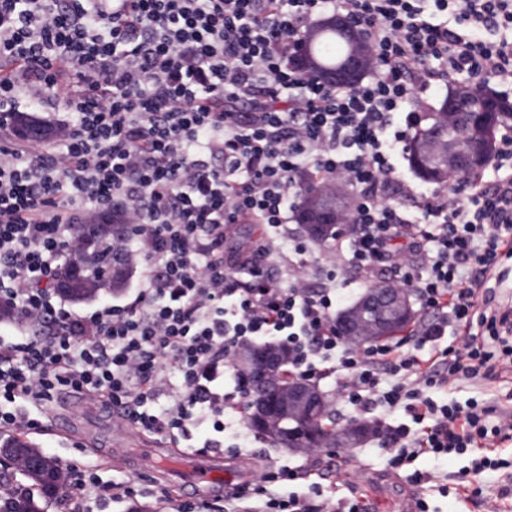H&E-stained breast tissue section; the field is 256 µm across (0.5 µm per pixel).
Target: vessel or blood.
<instances>
[{
    "label": "vessel or blood",
    "mask_w": 512,
    "mask_h": 512,
    "mask_svg": "<svg viewBox=\"0 0 512 512\" xmlns=\"http://www.w3.org/2000/svg\"><path fill=\"white\" fill-rule=\"evenodd\" d=\"M113 462L134 470L169 471L176 460L167 448H128L125 431H118L107 451ZM258 462H251L248 470L223 462L222 452L216 451L206 457H192L183 468L184 477L180 485L182 493L195 498L223 499L246 486L255 478Z\"/></svg>",
    "instance_id": "1"
}]
</instances>
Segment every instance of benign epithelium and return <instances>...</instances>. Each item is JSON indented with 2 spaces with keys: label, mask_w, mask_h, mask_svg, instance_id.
Masks as SVG:
<instances>
[{
  "label": "benign epithelium",
  "mask_w": 512,
  "mask_h": 512,
  "mask_svg": "<svg viewBox=\"0 0 512 512\" xmlns=\"http://www.w3.org/2000/svg\"><path fill=\"white\" fill-rule=\"evenodd\" d=\"M471 113L451 109L445 113L443 127L421 144V151L444 172L460 175L482 161L483 143L470 137ZM311 219L302 225L306 233L319 235L330 229L336 233L353 230L344 223L343 211L324 201H314ZM122 224H94L91 233L112 238L125 235ZM412 315V293L388 282L375 283L361 294L356 304L336 316V330L346 342L363 346L376 340L394 322ZM250 374V420L264 425L280 416L300 420L307 434L318 439L321 448L356 447L368 436V430L356 423L336 431V437L323 435L316 413L323 401L314 386L292 379H281L285 364L282 352L275 346L250 347L240 357Z\"/></svg>",
  "instance_id": "1"
}]
</instances>
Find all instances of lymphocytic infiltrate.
Listing matches in <instances>:
<instances>
[{
  "mask_svg": "<svg viewBox=\"0 0 512 512\" xmlns=\"http://www.w3.org/2000/svg\"><path fill=\"white\" fill-rule=\"evenodd\" d=\"M362 34L366 74L338 86L294 57L314 19ZM512 94V0H0V304L18 330L0 339V434L38 427L59 391L121 407L147 433L186 425L222 449L246 428L243 345L288 350L309 382L334 379L381 422L389 466L512 440V415L438 403L432 390L492 376L488 339L512 344L496 301L512 256V128L485 167L422 190L399 173L412 130L440 85ZM57 110L50 142H12L21 98ZM348 192L352 233L325 263L288 226L307 186ZM120 214L115 247L143 269L125 302L76 311L55 281L77 228ZM256 224L252 252L224 254V232ZM392 272L425 313L407 339L354 350L336 334L340 287ZM463 336V346L449 344ZM71 512L99 485L62 468ZM310 466L256 475L241 512H362L311 481ZM308 480L305 493L275 484Z\"/></svg>",
  "mask_w": 512,
  "mask_h": 512,
  "instance_id": "f902f5d3",
  "label": "lymphocytic infiltrate"
}]
</instances>
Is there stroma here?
Returning <instances> with one entry per match:
<instances>
[{"instance_id": "stroma-1", "label": "stroma", "mask_w": 512, "mask_h": 512, "mask_svg": "<svg viewBox=\"0 0 512 512\" xmlns=\"http://www.w3.org/2000/svg\"><path fill=\"white\" fill-rule=\"evenodd\" d=\"M497 376L486 381L462 380L448 390L434 391L438 402L454 400L465 402L476 399L493 407L497 413H512V362L504 360L496 365ZM107 408L93 405L89 398L70 391L59 392L47 406L38 428L22 433V440L35 444L60 463L75 462L93 466L102 482L128 479L140 488L139 496L121 503L105 505L103 512H175L184 496L167 493L166 479L156 475L129 473L114 463L98 458L96 451L109 447L112 441V423ZM66 418L72 426L68 432H53L55 420ZM377 439H370L359 448H322L314 460L316 479L322 485H332L337 496L347 495L349 488H357L363 495L368 512H399L398 500L403 496L426 499L430 512H512V444L502 443L490 455L499 460L502 468L490 472L480 481L481 494L464 498L454 488L462 472L468 470L472 456L452 453L433 460L418 457L400 470L386 467L377 452ZM437 471L450 492L441 495L434 488L411 483L414 472Z\"/></svg>"}]
</instances>
